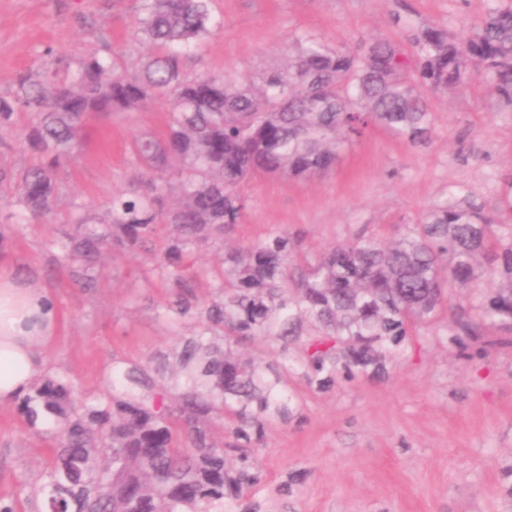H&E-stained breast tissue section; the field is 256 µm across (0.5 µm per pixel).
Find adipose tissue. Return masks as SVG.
<instances>
[{
    "instance_id": "1",
    "label": "adipose tissue",
    "mask_w": 512,
    "mask_h": 512,
    "mask_svg": "<svg viewBox=\"0 0 512 512\" xmlns=\"http://www.w3.org/2000/svg\"><path fill=\"white\" fill-rule=\"evenodd\" d=\"M58 321L45 289L0 272V403L23 397L43 375V349L55 335Z\"/></svg>"
}]
</instances>
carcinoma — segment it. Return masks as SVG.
I'll return each instance as SVG.
<instances>
[{
	"label": "carcinoma",
	"mask_w": 512,
	"mask_h": 512,
	"mask_svg": "<svg viewBox=\"0 0 512 512\" xmlns=\"http://www.w3.org/2000/svg\"><path fill=\"white\" fill-rule=\"evenodd\" d=\"M137 30L157 55L136 74L121 55L89 56L72 75H23L0 96V130L19 109L35 120L20 134L41 162L18 173L12 203L34 219L54 212L58 182L91 112H142L170 101L160 135L131 144L143 175L101 210H87L62 260L87 286L107 246L135 249L162 224L176 229L155 270L180 289L165 316L190 313L192 286L184 252L224 240L247 207L242 185L257 175L309 180L373 128L413 144L431 141L427 92L457 90L481 78L512 104V5L489 0L470 31L454 37L439 25L412 32L409 53L379 39L359 50H333L318 36H294V53L260 81L220 75L187 77L180 50L221 27L209 0H142ZM294 240L276 233L224 255L215 295L198 307L202 328L180 343L177 369L165 358L112 367V392L89 398L64 375L43 378L20 400L27 426L54 444L31 492L44 512H224L260 484L248 451L265 424L289 413L286 379L324 385L342 373L375 376L399 359L407 336L436 320L448 288H469L448 336L471 360L484 337L512 345V227L451 191L417 224L386 243L376 237L336 245L294 277ZM495 286L484 288V276ZM280 343L281 363L259 370L234 347L246 340ZM219 423L235 440L238 466L211 440Z\"/></svg>",
	"instance_id": "carcinoma-1"
}]
</instances>
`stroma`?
I'll list each match as a JSON object with an SVG mask.
<instances>
[{
  "label": "stroma",
  "instance_id": "1",
  "mask_svg": "<svg viewBox=\"0 0 512 512\" xmlns=\"http://www.w3.org/2000/svg\"><path fill=\"white\" fill-rule=\"evenodd\" d=\"M488 0H211L222 28L182 57L191 77L223 74L258 80L286 59L296 33L310 31L335 49L378 38L408 42L412 31L442 25L465 34ZM141 0H0V96L21 75L73 71L91 54L124 53L133 63L151 54L136 37ZM434 134L412 145L374 130L344 151L336 166L309 181L259 176L241 187L242 223L225 235L228 248L290 233L315 260L361 237L390 240L418 223L449 189L492 210L512 182V107L485 87L429 93ZM168 106L142 112H93L61 176L54 223L38 222L0 187V257L15 275L47 288L59 324L44 356L49 374L64 375L93 397L107 394L116 363L143 364L171 353L200 329L191 314L174 324L163 310L174 290L154 270L174 236L163 225L147 249L109 250L91 287L62 262L75 233L74 207L102 206L127 190L138 172L130 142L161 134ZM33 120L19 111L16 128L0 132V169L35 164L18 138ZM222 261L210 247L189 250L184 266L197 303L215 291ZM468 292L453 290L435 324L404 343L384 378L336 379L321 387L293 376L298 405L288 421L266 425L253 455L265 482L259 492L227 501L224 512H512V347L457 357L448 324ZM49 456L47 442L27 430L17 404H0V500L33 512L28 498Z\"/></svg>",
  "mask_w": 512,
  "mask_h": 512
}]
</instances>
